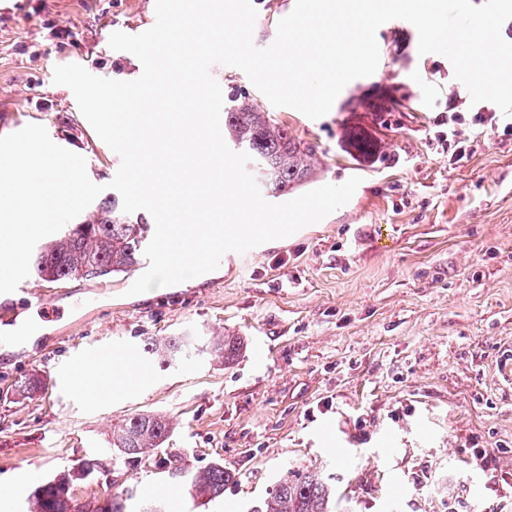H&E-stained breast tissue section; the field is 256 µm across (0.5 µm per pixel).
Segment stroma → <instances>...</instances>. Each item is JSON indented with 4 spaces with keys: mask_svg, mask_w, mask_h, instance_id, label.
Returning a JSON list of instances; mask_svg holds the SVG:
<instances>
[{
    "mask_svg": "<svg viewBox=\"0 0 512 512\" xmlns=\"http://www.w3.org/2000/svg\"><path fill=\"white\" fill-rule=\"evenodd\" d=\"M154 2L0 0V136L44 126L110 198L120 158L53 70L137 79L140 61L109 37L140 25ZM253 4L262 47L295 0ZM376 40V71L315 120L273 106L238 68L219 74L223 94L246 91L316 147L317 186L360 177L347 204L249 255L226 253L198 283L132 296L133 272L74 280L93 304L63 299L47 321L21 311L45 331L0 356V512H23L37 481L86 457L101 463L89 493L162 481L151 460L112 470V427L138 413L170 420L169 452L232 476L220 499L199 507L182 495L167 512H250L298 469L334 488L335 512H512V119L475 121L451 62L420 54L408 21L382 24ZM452 99L464 113L454 155ZM147 336H232L244 347L227 366L200 355L163 369L142 350ZM103 346L143 377L74 397L73 376ZM32 373L45 386L19 400L12 388ZM24 469L37 481L19 480Z\"/></svg>",
    "mask_w": 512,
    "mask_h": 512,
    "instance_id": "35a3bbf8",
    "label": "stroma"
}]
</instances>
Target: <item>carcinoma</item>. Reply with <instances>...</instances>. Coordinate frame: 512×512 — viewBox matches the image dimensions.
I'll use <instances>...</instances> for the list:
<instances>
[{"instance_id":"obj_1","label":"carcinoma","mask_w":512,"mask_h":512,"mask_svg":"<svg viewBox=\"0 0 512 512\" xmlns=\"http://www.w3.org/2000/svg\"><path fill=\"white\" fill-rule=\"evenodd\" d=\"M224 131L237 148L251 156L266 194L280 197L311 181L315 148L297 140L289 134L288 127L253 107L243 90L233 93L224 106ZM147 240L148 224L143 217L124 212L122 201L112 197L88 218L68 225L38 248L32 269L48 282L97 279L99 271L105 277L128 273L140 264ZM191 345L188 336H147L143 351L170 367L191 357ZM242 349V342L227 336L208 343L200 352L213 361L230 363ZM42 387L43 379L32 374L17 382L15 390L20 397L31 399ZM171 434L169 422L161 416L135 414L123 419L113 426L109 441L113 465L156 457ZM100 467L98 459L85 458L77 467L41 483L30 495L26 512H86L70 490L91 478ZM164 469L192 499L204 505L222 497L224 485L231 479L220 463L194 469L177 454L165 458ZM133 497L134 490L130 488L108 493L93 512H129L127 501ZM331 502L332 489L319 474L297 470L280 480L252 512H332Z\"/></svg>"}]
</instances>
